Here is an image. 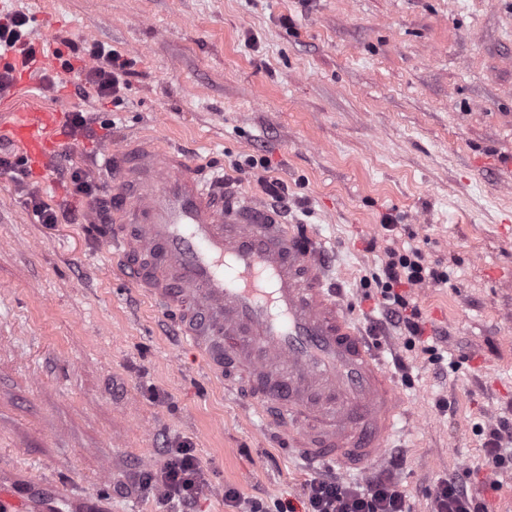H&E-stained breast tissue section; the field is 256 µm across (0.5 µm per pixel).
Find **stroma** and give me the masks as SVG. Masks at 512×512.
<instances>
[{"mask_svg":"<svg viewBox=\"0 0 512 512\" xmlns=\"http://www.w3.org/2000/svg\"><path fill=\"white\" fill-rule=\"evenodd\" d=\"M17 13L59 63L0 92V156L25 159L17 113L80 110L87 126L52 130L56 166L0 171V472L110 512H171L136 479L178 442L207 473L195 512H229L228 487L265 512L298 507L316 475L208 374L178 315L123 276L111 232L73 194L79 167L111 196L102 150L130 135L263 201L282 183L283 220L317 233L412 416L383 461L344 481L392 470L410 512H432L452 476L484 512H512V467L483 445L512 422V0H0V21ZM97 46L133 63L119 101L63 66ZM250 156L265 168L244 167ZM35 198L58 223H36ZM410 248L447 276L410 291L430 353L386 322L372 286L389 251ZM508 429L507 422L501 420L499 427L489 430L488 439L484 443L488 462L497 468L502 467L506 462L505 456L501 454L500 451L503 447V442H505L506 431L509 433Z\"/></svg>","mask_w":512,"mask_h":512,"instance_id":"1","label":"stroma"}]
</instances>
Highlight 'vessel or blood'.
<instances>
[{"mask_svg":"<svg viewBox=\"0 0 512 512\" xmlns=\"http://www.w3.org/2000/svg\"><path fill=\"white\" fill-rule=\"evenodd\" d=\"M55 112L13 125L25 157L47 165ZM114 173L112 246L123 271L162 306L228 389L253 391L259 412L277 405L285 438L307 462L360 470L382 460L402 418L396 382L365 345L313 233L264 203L202 180L178 152L140 144L105 148ZM0 476V512H100L99 501L60 497Z\"/></svg>","mask_w":512,"mask_h":512,"instance_id":"1","label":"vessel or blood"}]
</instances>
